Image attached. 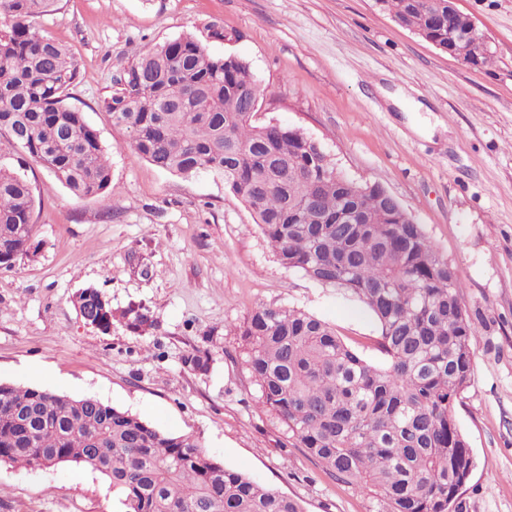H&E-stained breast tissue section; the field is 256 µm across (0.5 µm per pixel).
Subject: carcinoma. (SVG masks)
I'll use <instances>...</instances> for the list:
<instances>
[{"label": "carcinoma", "instance_id": "1", "mask_svg": "<svg viewBox=\"0 0 512 512\" xmlns=\"http://www.w3.org/2000/svg\"><path fill=\"white\" fill-rule=\"evenodd\" d=\"M56 2L0 0V134L75 197L107 199L105 148L67 104L77 65L35 27ZM377 3L423 39L448 44V0ZM260 95L248 61L183 36L133 61L102 106L155 166L224 180L280 265L373 316L385 356L379 366L301 309L259 306L240 327L259 401L288 442L377 500L379 512H449L475 468L453 414L473 361L462 283L379 185L337 171L302 130L255 123L244 99ZM33 209L31 184L0 165L1 266L28 251ZM341 214L361 223L338 224ZM75 305L101 332L112 328V304L98 289H82ZM122 317L135 330L150 322L140 307ZM54 458L107 477L125 512H304L298 500L225 467L197 442L127 411L0 383V463L40 467Z\"/></svg>", "mask_w": 512, "mask_h": 512}]
</instances>
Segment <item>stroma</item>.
I'll return each mask as SVG.
<instances>
[{"label":"stroma","mask_w":512,"mask_h":512,"mask_svg":"<svg viewBox=\"0 0 512 512\" xmlns=\"http://www.w3.org/2000/svg\"><path fill=\"white\" fill-rule=\"evenodd\" d=\"M456 6L486 36L493 64L448 55L376 0H59L37 27L77 63L69 104L100 136L112 197L76 198L0 138V163L24 174L35 198L34 246L0 269V382L129 411L306 512H376L289 444L259 402L237 333L257 306L301 308L381 364L370 312L282 267L222 180L155 167L102 106L140 54L191 34L250 63L257 122L301 129L342 174L382 186L457 270L474 357L454 415L476 467L455 512H512V0ZM216 28L223 39H212ZM399 87L425 111H392L382 92ZM90 286L117 314L145 307L151 326L86 325L73 297ZM197 349L208 372L186 364ZM0 512L123 507L87 467L2 463Z\"/></svg>","instance_id":"stroma-1"}]
</instances>
